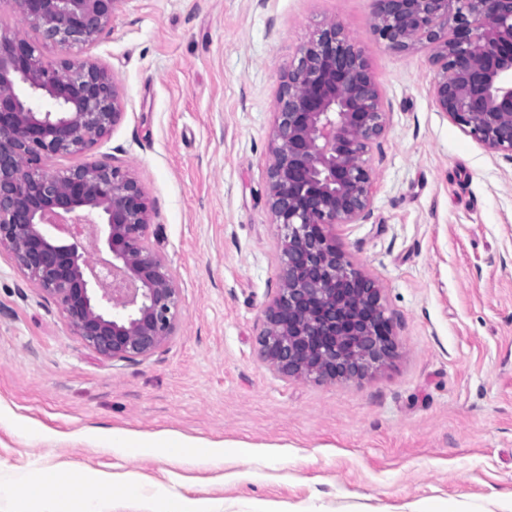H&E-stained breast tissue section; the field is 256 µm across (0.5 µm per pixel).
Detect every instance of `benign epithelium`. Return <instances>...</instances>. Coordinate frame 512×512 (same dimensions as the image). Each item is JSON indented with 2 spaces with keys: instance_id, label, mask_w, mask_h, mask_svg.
<instances>
[{
  "instance_id": "benign-epithelium-1",
  "label": "benign epithelium",
  "mask_w": 512,
  "mask_h": 512,
  "mask_svg": "<svg viewBox=\"0 0 512 512\" xmlns=\"http://www.w3.org/2000/svg\"><path fill=\"white\" fill-rule=\"evenodd\" d=\"M122 0H14L36 43L0 32V249L104 359L141 361L169 343L181 288L152 240L151 201L109 157H86L122 120L106 68L68 54L95 42ZM372 31L399 52L431 49L437 108L512 159V0H373ZM386 113L357 42L332 22L298 51L276 99L267 204L279 288L263 311L261 356L275 372L354 379L392 357L381 290L331 229L371 213L369 153ZM82 161L63 172L49 163ZM98 222L112 261L96 268L77 232Z\"/></svg>"
}]
</instances>
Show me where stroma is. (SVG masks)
I'll return each mask as SVG.
<instances>
[{
  "label": "stroma",
  "instance_id": "obj_1",
  "mask_svg": "<svg viewBox=\"0 0 512 512\" xmlns=\"http://www.w3.org/2000/svg\"><path fill=\"white\" fill-rule=\"evenodd\" d=\"M373 0H122L75 56L113 73L124 116L92 150L132 169L182 290L175 338L112 361L0 251V477L133 473L216 512H494L512 490V160L435 106L431 51L386 48ZM336 22L366 56L387 130L370 218L336 243L376 281L394 356L367 376H283L258 344L279 286L267 205L276 96ZM99 428L253 444L223 468L127 457Z\"/></svg>",
  "mask_w": 512,
  "mask_h": 512
}]
</instances>
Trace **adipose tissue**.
Returning <instances> with one entry per match:
<instances>
[{
    "mask_svg": "<svg viewBox=\"0 0 512 512\" xmlns=\"http://www.w3.org/2000/svg\"><path fill=\"white\" fill-rule=\"evenodd\" d=\"M104 441L113 452L123 456L164 455L170 460L189 465L220 464L224 461V445L201 442L189 443L171 438L157 440L113 429L104 435ZM121 484L125 494L139 495L141 482L136 475L121 477L86 469L78 481H66L54 467H45L32 479L16 482L0 478V501L21 503L27 512H106L110 501L109 490L113 484ZM57 487L56 495H47V487Z\"/></svg>",
    "mask_w": 512,
    "mask_h": 512,
    "instance_id": "obj_1",
    "label": "adipose tissue"
}]
</instances>
